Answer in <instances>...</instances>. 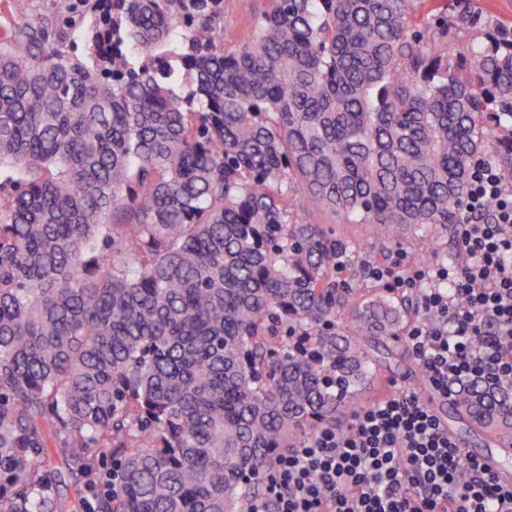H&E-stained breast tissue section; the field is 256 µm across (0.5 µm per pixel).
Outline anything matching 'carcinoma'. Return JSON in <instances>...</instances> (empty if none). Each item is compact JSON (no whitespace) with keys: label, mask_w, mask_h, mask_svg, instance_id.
<instances>
[{"label":"carcinoma","mask_w":512,"mask_h":512,"mask_svg":"<svg viewBox=\"0 0 512 512\" xmlns=\"http://www.w3.org/2000/svg\"><path fill=\"white\" fill-rule=\"evenodd\" d=\"M86 2L87 32L0 28V512H67L64 476L91 512H246L407 316L358 268L466 223L473 160L512 181V35L453 56L435 0L419 30L268 0L229 52L230 0ZM455 409L512 446V390Z\"/></svg>","instance_id":"cac0c4a2"}]
</instances>
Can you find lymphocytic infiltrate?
<instances>
[{"label": "lymphocytic infiltrate", "instance_id": "lymphocytic-infiltrate-1", "mask_svg": "<svg viewBox=\"0 0 512 512\" xmlns=\"http://www.w3.org/2000/svg\"><path fill=\"white\" fill-rule=\"evenodd\" d=\"M466 210L465 266L367 269L388 291L416 295L423 317L404 342L446 398L473 379L512 390V183L490 160L472 167ZM248 512H512V485L397 388L278 452Z\"/></svg>", "mask_w": 512, "mask_h": 512}]
</instances>
